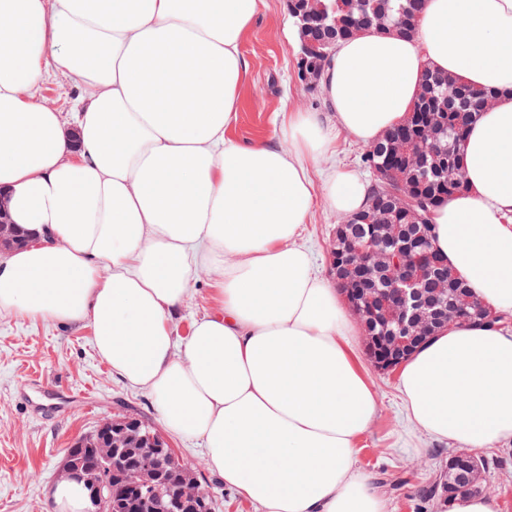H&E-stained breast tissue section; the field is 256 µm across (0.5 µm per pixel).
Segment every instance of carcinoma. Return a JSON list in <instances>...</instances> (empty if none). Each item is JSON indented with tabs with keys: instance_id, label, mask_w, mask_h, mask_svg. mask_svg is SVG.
Here are the masks:
<instances>
[{
	"instance_id": "carcinoma-1",
	"label": "carcinoma",
	"mask_w": 512,
	"mask_h": 512,
	"mask_svg": "<svg viewBox=\"0 0 512 512\" xmlns=\"http://www.w3.org/2000/svg\"><path fill=\"white\" fill-rule=\"evenodd\" d=\"M300 0H288L298 43L306 42L310 50L299 58V77L312 87L322 85L332 50L323 46L327 35L336 42L354 38V32L365 30L380 36L404 40L414 38L406 19L421 16L426 0H311L309 7L324 15L321 27L303 29L291 6ZM498 97L491 88L475 89L459 77L442 76L437 86L422 83L409 111L415 120L406 119L382 137L366 145L359 155L362 166L374 174L367 208L352 217V235H368L369 224L386 218L391 224H423L424 235L417 251L426 256L428 276L425 287L436 288L445 283L448 299L467 292L466 284L448 271L446 260L433 243L430 222L432 211L462 192L465 188L463 149L454 142L465 141L468 127L482 111L480 97ZM426 138L433 143V152L411 162L394 155L388 143L407 145ZM400 265L388 260L384 276L374 277V286L386 289L393 285ZM155 433L133 418L117 420L107 432H90L85 446L76 449V459L96 481L106 483L99 512H168L170 504L179 500L181 512H207V501L195 472L173 458L170 448H161L156 456L155 470L144 472L139 458L154 445Z\"/></svg>"
}]
</instances>
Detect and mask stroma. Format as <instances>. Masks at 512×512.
<instances>
[{
	"label": "stroma",
	"instance_id": "35a3bbf8",
	"mask_svg": "<svg viewBox=\"0 0 512 512\" xmlns=\"http://www.w3.org/2000/svg\"><path fill=\"white\" fill-rule=\"evenodd\" d=\"M246 70L239 88L237 118L228 138L243 146L279 145L285 110L315 112L334 137L333 151L311 164L316 187L338 168L359 170L360 142L337 130L321 89L298 74L299 50L285 0H262L245 33ZM337 216L314 205L299 240L315 272L328 276L330 241ZM218 276L199 270L188 283L171 327L183 343L195 319L216 310ZM376 399V417L358 441V463L387 512H416L418 491L442 474L458 446L427 438L409 418L396 372L365 366ZM141 420L181 462L194 468L213 498L214 512H254L253 505L212 473L201 440L171 433L152 398L113 374L98 357L88 327L0 315V512H52L50 491L68 451L104 419ZM484 458H507L487 472L485 484L501 512H512V441L483 450Z\"/></svg>",
	"mask_w": 512,
	"mask_h": 512
}]
</instances>
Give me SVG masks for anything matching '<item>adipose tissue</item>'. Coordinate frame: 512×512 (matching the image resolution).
I'll return each instance as SVG.
<instances>
[{
    "label": "adipose tissue",
    "mask_w": 512,
    "mask_h": 512,
    "mask_svg": "<svg viewBox=\"0 0 512 512\" xmlns=\"http://www.w3.org/2000/svg\"><path fill=\"white\" fill-rule=\"evenodd\" d=\"M258 0H0V202L30 241L0 257V314L89 326L100 358L146 389L167 428L256 512H387L357 465L376 402L338 289L297 243L316 196L337 215L368 187L316 190L319 116L291 150L225 135ZM499 92L464 142L467 187L432 215L450 272L512 315V0H426L415 39L340 43L323 82L337 126L370 143L402 120L425 66ZM83 93L70 139L37 88ZM200 268L220 309L183 346L171 317ZM410 418L463 448L512 440V330L435 334L399 369Z\"/></svg>",
    "instance_id": "adipose-tissue-1"
}]
</instances>
